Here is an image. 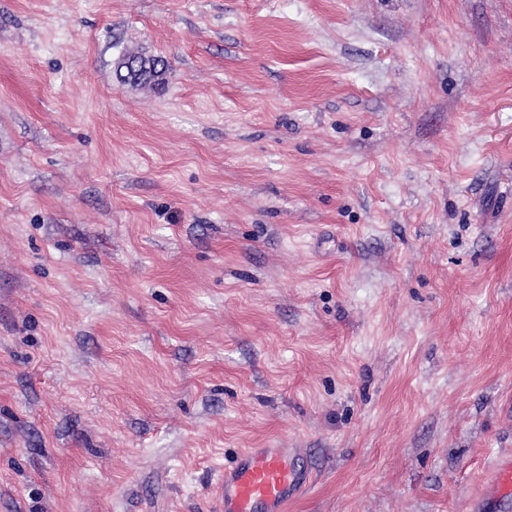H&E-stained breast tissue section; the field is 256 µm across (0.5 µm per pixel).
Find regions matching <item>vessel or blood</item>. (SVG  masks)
<instances>
[{
	"label": "vessel or blood",
	"mask_w": 512,
	"mask_h": 512,
	"mask_svg": "<svg viewBox=\"0 0 512 512\" xmlns=\"http://www.w3.org/2000/svg\"><path fill=\"white\" fill-rule=\"evenodd\" d=\"M309 480L299 449L250 448L217 480L221 512H286ZM484 493L501 512H512V455L501 456L487 475Z\"/></svg>",
	"instance_id": "obj_1"
}]
</instances>
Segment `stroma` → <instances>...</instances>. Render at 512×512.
Instances as JSON below:
<instances>
[{"instance_id":"obj_1","label":"stroma","mask_w":512,"mask_h":512,"mask_svg":"<svg viewBox=\"0 0 512 512\" xmlns=\"http://www.w3.org/2000/svg\"><path fill=\"white\" fill-rule=\"evenodd\" d=\"M246 448L287 512L512 454V0H0V512H215ZM167 68L163 58L145 56L142 53H122L114 62V74L118 82L132 86L162 85ZM300 449L248 448L217 480L221 512H285L309 481Z\"/></svg>"}]
</instances>
